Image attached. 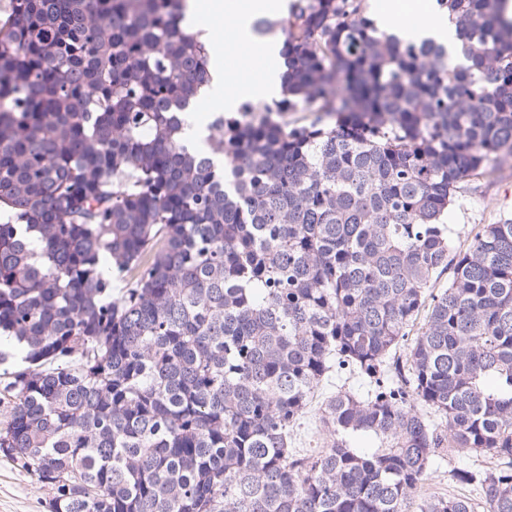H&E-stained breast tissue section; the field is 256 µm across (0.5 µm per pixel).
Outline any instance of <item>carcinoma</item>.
Wrapping results in <instances>:
<instances>
[{
	"label": "carcinoma",
	"instance_id": "obj_1",
	"mask_svg": "<svg viewBox=\"0 0 512 512\" xmlns=\"http://www.w3.org/2000/svg\"><path fill=\"white\" fill-rule=\"evenodd\" d=\"M437 5L453 54L367 0L256 19L280 98L192 142L210 52L184 0H11L0 459L50 512H413L445 448L490 465L420 512H512V218L459 247L444 220L512 154V18ZM336 365L369 389L328 396L301 455ZM344 385L345 388H350L358 393H364L369 388L367 382L355 374H351L346 370H341L334 373L329 379L325 380L323 384L316 391L309 412L301 421V425L294 432L293 448L301 453H312L317 451L321 446L322 431L318 419V408L320 407L324 398L336 387Z\"/></svg>",
	"mask_w": 512,
	"mask_h": 512
}]
</instances>
